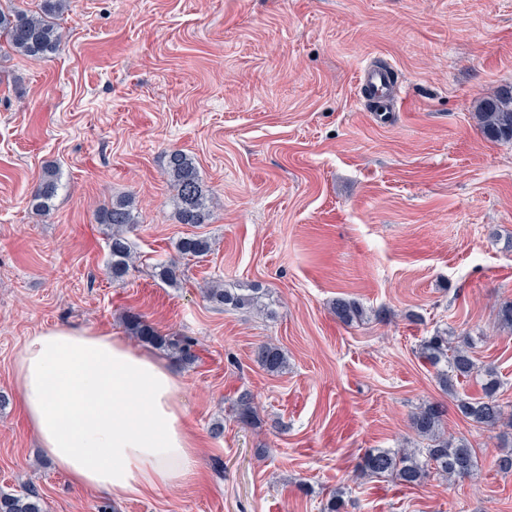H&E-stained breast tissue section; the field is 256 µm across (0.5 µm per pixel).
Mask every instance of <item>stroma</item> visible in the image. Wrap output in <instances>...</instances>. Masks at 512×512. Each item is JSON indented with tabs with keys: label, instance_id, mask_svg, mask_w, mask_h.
Instances as JSON below:
<instances>
[{
	"label": "stroma",
	"instance_id": "stroma-1",
	"mask_svg": "<svg viewBox=\"0 0 512 512\" xmlns=\"http://www.w3.org/2000/svg\"><path fill=\"white\" fill-rule=\"evenodd\" d=\"M57 22L56 53L0 55V490H35L48 512H321L339 487L346 512H512L498 431L456 407L480 380L444 392L420 355L435 329L471 337L512 406V332L497 325L512 301V143L473 118L512 86V0H70ZM369 64L396 72L399 111H371ZM174 150L198 169L214 243L176 287L153 269L191 230L167 181ZM49 164L62 187L43 216L30 199ZM122 196L140 260L115 282L97 213ZM215 282L259 286L272 315L208 302ZM339 296L365 318L339 322ZM130 310L198 341L186 366L146 348L179 378L198 472L117 500L41 454L14 365L45 327L128 337ZM264 343L286 353L283 373L256 362ZM432 404L475 449L474 474L415 488L364 474L369 450L424 447L410 416Z\"/></svg>",
	"mask_w": 512,
	"mask_h": 512
}]
</instances>
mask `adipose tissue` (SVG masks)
<instances>
[{
    "instance_id": "1",
    "label": "adipose tissue",
    "mask_w": 512,
    "mask_h": 512,
    "mask_svg": "<svg viewBox=\"0 0 512 512\" xmlns=\"http://www.w3.org/2000/svg\"><path fill=\"white\" fill-rule=\"evenodd\" d=\"M15 382L40 448L77 487L126 498L196 475L176 375L121 337L70 325L40 330L16 359Z\"/></svg>"
}]
</instances>
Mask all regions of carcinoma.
Instances as JSON below:
<instances>
[{
	"mask_svg": "<svg viewBox=\"0 0 512 512\" xmlns=\"http://www.w3.org/2000/svg\"><path fill=\"white\" fill-rule=\"evenodd\" d=\"M67 9L66 0H43L42 13L38 16L23 11L0 9V37L18 55L38 61L54 53L60 46L63 34L54 17ZM478 127L490 142H512V87L500 90L496 95L480 101L475 114ZM166 172L178 220L182 224H205L210 217L207 196L203 192L196 165L185 153L175 150L168 154ZM60 188L56 167L44 169L38 187L32 196V207L44 214L50 212L53 200ZM99 223L112 228L109 238L108 274L114 281L123 280L134 268L137 256L127 233L135 224L131 202L117 199L102 208ZM175 251L181 258H200L212 251L209 238L191 234L180 238ZM155 275L163 282L178 285L184 271L176 260L154 264ZM205 298L222 308L232 310L252 309L262 312L269 307L265 294L258 288H209ZM336 318L349 324L365 315L361 305L351 299L337 298L332 303ZM127 329L138 340L170 352L181 363L190 365L196 361L195 340L190 336L174 334L163 336L143 317L130 311L126 317ZM421 355L437 368L439 386L446 392L452 390V378H470L478 372L470 355L469 343L462 338L456 342L447 333L438 331L428 337ZM256 362L267 372H283L288 366L284 351L277 345L265 343L255 352ZM500 381L496 369H484L481 382L482 396L458 399V410L470 421L493 429L505 420L503 406L497 399ZM239 419L248 423L254 418V406L250 394L243 393L237 400ZM410 426L428 440L426 458L420 459L416 451L408 448L373 449L362 460L363 470L370 475H391L405 486L419 485L430 475V470L442 477L465 478L477 467L476 453L468 442L446 434L443 430V409L429 406L410 416ZM0 512H47L45 501L34 490L20 493L0 491Z\"/></svg>",
	"mask_w": 512,
	"mask_h": 512,
	"instance_id": "carcinoma-1",
	"label": "carcinoma"
}]
</instances>
